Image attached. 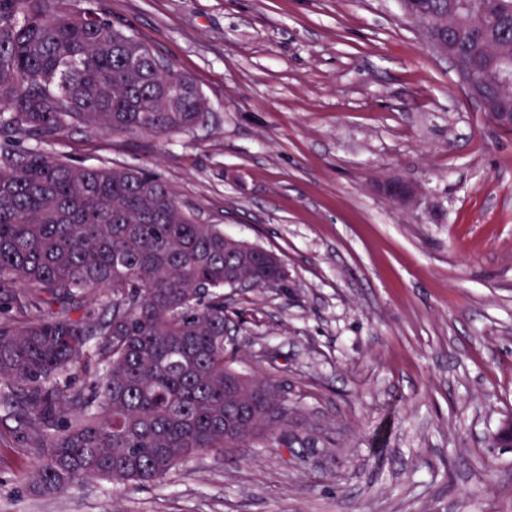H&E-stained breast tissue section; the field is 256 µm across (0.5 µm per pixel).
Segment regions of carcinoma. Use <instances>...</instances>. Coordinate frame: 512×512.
<instances>
[{
  "mask_svg": "<svg viewBox=\"0 0 512 512\" xmlns=\"http://www.w3.org/2000/svg\"><path fill=\"white\" fill-rule=\"evenodd\" d=\"M404 2L455 47L461 81L512 104V86L494 79L512 70V0ZM157 58L102 0H0V295L11 302L0 403L20 400L42 449L36 491L156 482L287 413L272 378L229 364L223 293L237 278L279 288L283 268L197 222L155 173L47 149L76 126L161 136L204 125L199 86ZM100 290L97 315L83 302ZM91 362L88 385L71 388Z\"/></svg>",
  "mask_w": 512,
  "mask_h": 512,
  "instance_id": "carcinoma-1",
  "label": "carcinoma"
}]
</instances>
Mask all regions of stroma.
I'll list each match as a JSON object with an SVG mask.
<instances>
[{"label":"stroma","instance_id":"1","mask_svg":"<svg viewBox=\"0 0 512 512\" xmlns=\"http://www.w3.org/2000/svg\"><path fill=\"white\" fill-rule=\"evenodd\" d=\"M102 3L196 81L208 122L50 149L152 169L279 256L284 287L224 305L234 368L272 375L288 418L154 484L38 493L28 423L0 407V512H512V448L491 440L512 418V134L398 0ZM394 178L413 203L385 196Z\"/></svg>","mask_w":512,"mask_h":512}]
</instances>
